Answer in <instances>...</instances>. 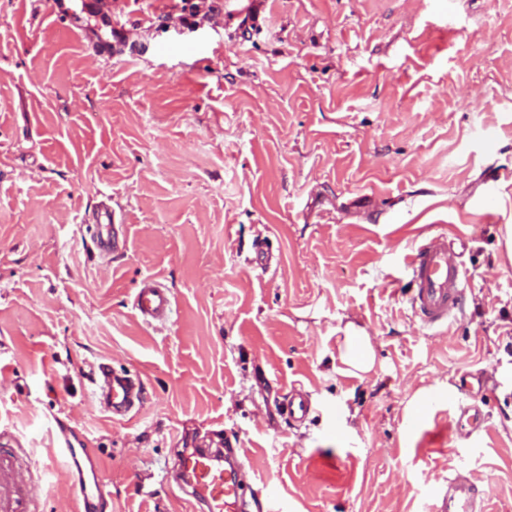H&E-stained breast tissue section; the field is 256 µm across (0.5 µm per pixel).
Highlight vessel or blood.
I'll use <instances>...</instances> for the list:
<instances>
[{
  "mask_svg": "<svg viewBox=\"0 0 512 512\" xmlns=\"http://www.w3.org/2000/svg\"><path fill=\"white\" fill-rule=\"evenodd\" d=\"M72 0H50L53 13L69 18L75 36L83 39L91 60L116 55L128 47V40H113L111 30L89 36L80 16L71 7ZM92 236L101 254H110L118 244L119 231L111 211L95 218ZM411 275L409 303L421 326L440 328L462 309L466 293V270L447 234L427 237L407 259ZM134 308L146 322L167 320L173 312V296L157 279L142 280L134 299ZM102 385L98 397L111 418H124L143 402L144 382L139 375L116 373L108 365H100ZM313 409L311 397L300 389H292L283 411L290 422L304 423ZM59 449L66 462L65 477L70 491L79 503L78 512H98L103 497L100 479L85 474V448L75 447L71 433L58 438ZM20 440L0 431V512H31L34 487L26 482L29 462L19 455ZM179 471L191 487L193 512H262L270 498L264 488L244 490V466L235 449L196 448L178 458ZM487 494L456 469L436 491L437 512H484Z\"/></svg>",
  "mask_w": 512,
  "mask_h": 512,
  "instance_id": "vessel-or-blood-1",
  "label": "vessel or blood"
}]
</instances>
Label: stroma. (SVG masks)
<instances>
[{
	"instance_id": "obj_1",
	"label": "stroma",
	"mask_w": 512,
	"mask_h": 512,
	"mask_svg": "<svg viewBox=\"0 0 512 512\" xmlns=\"http://www.w3.org/2000/svg\"><path fill=\"white\" fill-rule=\"evenodd\" d=\"M172 5L114 0L147 50L94 63L48 0H0V429L34 462L31 512H76L62 427L103 512H190L167 472L214 435L288 512H432L452 467L512 512V0H250L248 22L224 0L194 31L163 26ZM102 203L125 237L106 257ZM458 231L469 290L442 336L406 261ZM149 276L166 322L133 308ZM350 324L376 352L361 377ZM101 361L141 375L138 412L100 409ZM466 372L490 421L465 439ZM345 348L341 353V361L350 369L349 372L356 374H368L374 369L375 350L370 337L351 332L344 339ZM313 409L311 396L300 389L293 388L288 395V401L283 406L288 421L295 424L304 423Z\"/></svg>"
}]
</instances>
